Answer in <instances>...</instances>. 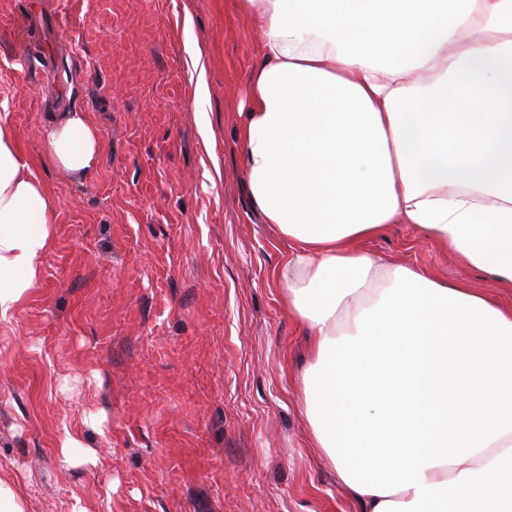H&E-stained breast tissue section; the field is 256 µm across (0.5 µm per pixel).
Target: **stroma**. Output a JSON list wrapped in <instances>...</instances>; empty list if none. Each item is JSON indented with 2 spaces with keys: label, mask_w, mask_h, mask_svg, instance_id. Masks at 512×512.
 <instances>
[{
  "label": "stroma",
  "mask_w": 512,
  "mask_h": 512,
  "mask_svg": "<svg viewBox=\"0 0 512 512\" xmlns=\"http://www.w3.org/2000/svg\"><path fill=\"white\" fill-rule=\"evenodd\" d=\"M255 53L234 0H0V120L58 200L42 278L0 319V478L27 512H361L309 445L288 242L243 189ZM71 110L103 141L82 177L43 155ZM357 247L500 293L409 224ZM68 432L94 461L62 455Z\"/></svg>",
  "instance_id": "obj_1"
}]
</instances>
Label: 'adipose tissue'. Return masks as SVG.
<instances>
[{
	"label": "adipose tissue",
	"instance_id": "adipose-tissue-1",
	"mask_svg": "<svg viewBox=\"0 0 512 512\" xmlns=\"http://www.w3.org/2000/svg\"><path fill=\"white\" fill-rule=\"evenodd\" d=\"M255 19L238 150L310 331L314 447L362 512H512V305L372 256L410 224L512 292V0H235ZM59 169L97 129L61 112ZM57 200L0 122V317L39 282Z\"/></svg>",
	"mask_w": 512,
	"mask_h": 512
}]
</instances>
